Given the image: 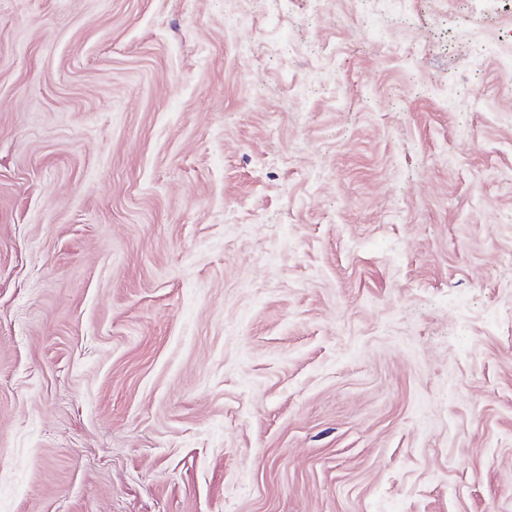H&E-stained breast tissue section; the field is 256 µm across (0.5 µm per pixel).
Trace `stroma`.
<instances>
[{"label":"stroma","instance_id":"obj_1","mask_svg":"<svg viewBox=\"0 0 512 512\" xmlns=\"http://www.w3.org/2000/svg\"><path fill=\"white\" fill-rule=\"evenodd\" d=\"M512 0H0V512H512Z\"/></svg>","mask_w":512,"mask_h":512}]
</instances>
